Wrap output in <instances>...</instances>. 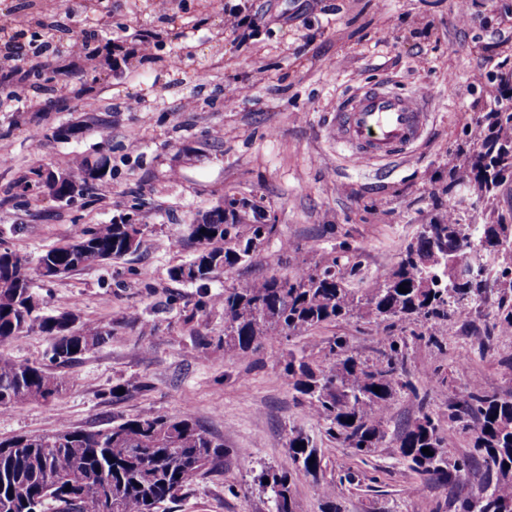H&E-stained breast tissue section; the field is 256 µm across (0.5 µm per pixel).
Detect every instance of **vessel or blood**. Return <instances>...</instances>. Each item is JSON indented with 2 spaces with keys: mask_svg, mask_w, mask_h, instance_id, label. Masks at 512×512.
I'll use <instances>...</instances> for the list:
<instances>
[{
  "mask_svg": "<svg viewBox=\"0 0 512 512\" xmlns=\"http://www.w3.org/2000/svg\"><path fill=\"white\" fill-rule=\"evenodd\" d=\"M427 117L418 95L370 84L341 101L336 110V139L351 146L356 163L370 165L405 154L421 138Z\"/></svg>",
  "mask_w": 512,
  "mask_h": 512,
  "instance_id": "vessel-or-blood-1",
  "label": "vessel or blood"
}]
</instances>
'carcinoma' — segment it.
<instances>
[{
  "instance_id": "1",
  "label": "carcinoma",
  "mask_w": 512,
  "mask_h": 512,
  "mask_svg": "<svg viewBox=\"0 0 512 512\" xmlns=\"http://www.w3.org/2000/svg\"><path fill=\"white\" fill-rule=\"evenodd\" d=\"M33 29L67 36L55 17L39 8L23 20ZM483 145L497 146L495 154L474 152L448 172L449 185L467 187L490 201L496 184L490 180L499 165H512V111L492 112ZM105 164L83 161L78 178L64 172L61 192L73 200L93 188L94 175ZM235 197L224 207L205 213L206 223L189 240L192 257L170 270L179 282L204 288L215 275L250 262L274 235L275 225L256 224L231 211ZM431 223L438 235L419 230L391 273L377 279L364 296L347 286L356 274L336 263L302 269L292 276L273 273L246 281L211 298L224 307V349L244 357L280 336L299 335L357 313L388 330L417 321L429 329L416 334L436 341L432 327L469 308L485 305L499 292L495 327L512 334V253L496 250L502 235L512 237V224H463L453 209L436 214ZM141 228L133 224H99L41 255L40 276L53 281L72 272L112 262L137 252ZM494 253L499 263L489 269L492 287L455 283V266L466 259ZM509 281L506 288L500 287ZM405 285L407 293L399 292ZM75 304L62 302L44 313L31 288L29 260L13 248H0V343L32 329L50 339L49 361L61 366L106 342L108 326L87 329L78 324ZM383 358L361 362L336 337L328 346L327 365L313 369L303 357L288 354L284 371L293 381L298 401L310 415L325 423L326 433L346 448L366 454L385 438L384 419L395 394L416 386L405 378L403 345L385 338ZM65 381L43 365L17 362L0 355V410L45 403L58 395ZM380 388L375 392L374 388ZM477 421L474 448L481 454L487 482L478 493L458 501V512H512V398H502L475 385L463 405L448 408V420L468 427ZM427 447L433 455L427 456ZM408 466L452 483L467 469L464 462L448 463L443 437L434 417L420 407L414 423L397 440ZM314 462H309V459ZM224 461V444L210 437L189 414L129 419L98 431L62 428L53 434L17 435L0 440V512H167ZM321 460L316 445L302 431L288 437V469H263L259 484L271 493L272 512H293L292 475L317 478ZM269 483H264V480Z\"/></svg>"
}]
</instances>
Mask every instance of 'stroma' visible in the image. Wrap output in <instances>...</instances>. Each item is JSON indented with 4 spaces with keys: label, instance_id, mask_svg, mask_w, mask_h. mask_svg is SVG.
<instances>
[{
    "label": "stroma",
    "instance_id": "35a3bbf8",
    "mask_svg": "<svg viewBox=\"0 0 512 512\" xmlns=\"http://www.w3.org/2000/svg\"><path fill=\"white\" fill-rule=\"evenodd\" d=\"M238 8L256 16L257 31L225 30V13ZM68 24L103 44L122 37L129 54L61 75L70 88L97 81L95 95L44 94L39 113L0 108V239L34 261L83 229L127 216L144 233L121 260L54 282L33 278L47 307L73 299L81 325H108L112 335L58 367L66 385L52 401L0 411V439L187 412L223 442L224 469L199 480L176 512H270L256 474L287 467L288 435L300 430L314 439L322 469L315 479L294 476L295 512H323L325 482L336 484L340 512H455L460 497L482 486L484 469L473 457V429L450 423L448 409L475 383L512 395V339L493 326L496 301L448 320L441 346L409 339L418 391L392 400L384 441L359 455L299 404L283 362L292 352L321 367L336 337L373 361L381 348L373 323L342 319L240 358L221 343L223 307L199 309L202 290L169 271L193 253L187 224L229 196L256 200L276 232L251 263L211 281L209 294L333 261L358 265L348 284L362 290L394 269L421 224L457 204L448 168L493 110L473 74L485 68L512 90V0H467L463 8L457 0H174L163 12L152 0H103ZM146 31L158 37L147 60L132 51ZM177 54L175 70L168 61ZM374 82L422 96L431 119L403 160L369 168L337 147L333 123L340 98ZM244 85L247 96L227 106ZM132 96L141 110L127 111ZM78 123V136L53 137ZM75 155L109 159L111 176L68 204L21 195L31 169L62 170ZM132 312L153 333L129 324ZM421 393L449 461H471L466 486L440 484L399 456L396 439L417 417ZM242 451L251 467L241 465Z\"/></svg>",
    "mask_w": 512,
    "mask_h": 512
}]
</instances>
